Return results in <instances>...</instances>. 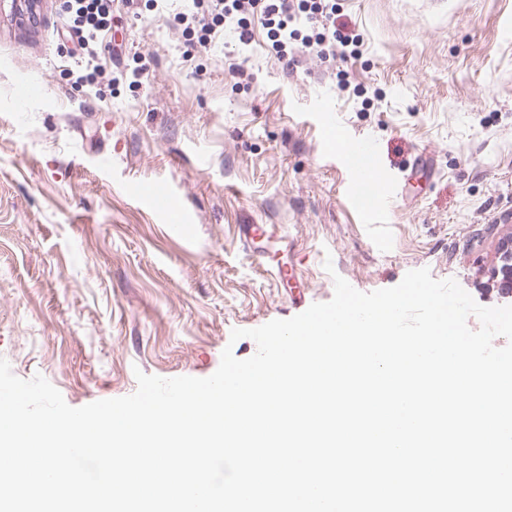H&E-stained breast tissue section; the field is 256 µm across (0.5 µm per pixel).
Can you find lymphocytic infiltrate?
Returning <instances> with one entry per match:
<instances>
[{"instance_id":"obj_1","label":"lymphocytic infiltrate","mask_w":512,"mask_h":512,"mask_svg":"<svg viewBox=\"0 0 512 512\" xmlns=\"http://www.w3.org/2000/svg\"><path fill=\"white\" fill-rule=\"evenodd\" d=\"M66 26L77 38L75 56L87 74L98 70L97 60L106 50L104 34L118 6L132 7L134 0H65ZM260 17L268 29L272 49L287 57L288 43L301 39L305 48L321 55H355L360 39L353 33L300 35V22L336 21V0H190L188 8L175 14L186 46L204 44L223 33L226 24H236L239 41L248 44V21Z\"/></svg>"}]
</instances>
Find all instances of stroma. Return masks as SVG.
<instances>
[{"mask_svg": "<svg viewBox=\"0 0 512 512\" xmlns=\"http://www.w3.org/2000/svg\"><path fill=\"white\" fill-rule=\"evenodd\" d=\"M62 0L36 17L0 10V357L81 407L130 395L136 372L211 376L251 329L302 313L239 241L274 224L268 258L296 266L307 303L334 276L372 292L408 271L456 279L483 306L512 305L494 271L512 232V0H336L354 58L287 64L252 21L186 51L172 15H115L95 80L73 86ZM140 67L141 84L122 71ZM43 82L23 103L17 86ZM330 107L345 140L377 147L397 211L351 196L323 144ZM430 171L413 170L420 151ZM172 195V215L144 196ZM186 220L173 228L171 216ZM334 273H327L325 259Z\"/></svg>", "mask_w": 512, "mask_h": 512, "instance_id": "35a3bbf8", "label": "stroma"}]
</instances>
